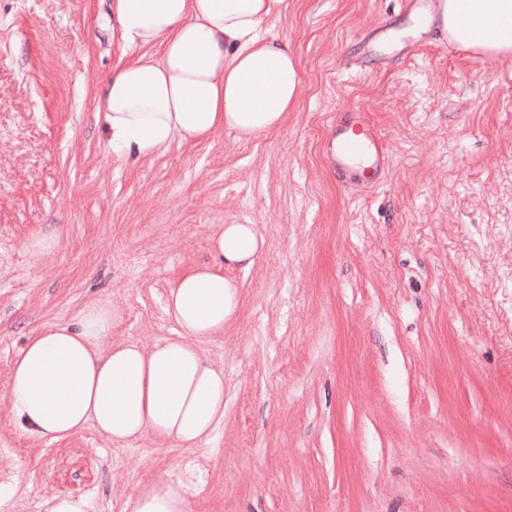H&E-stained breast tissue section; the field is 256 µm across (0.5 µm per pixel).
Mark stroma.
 <instances>
[{"label": "stroma", "mask_w": 512, "mask_h": 512, "mask_svg": "<svg viewBox=\"0 0 512 512\" xmlns=\"http://www.w3.org/2000/svg\"><path fill=\"white\" fill-rule=\"evenodd\" d=\"M265 28L302 78L280 130L121 158L97 110L135 56L112 0H0V512L68 495L130 512L160 476L190 512H512V56L439 39L401 0H293ZM354 108L389 155L370 188L323 154ZM221 224L264 247L228 270L235 317L198 344L224 371L209 443L25 433L28 337L93 304L115 340L176 337L165 296Z\"/></svg>", "instance_id": "1"}]
</instances>
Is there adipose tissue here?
<instances>
[{
  "mask_svg": "<svg viewBox=\"0 0 512 512\" xmlns=\"http://www.w3.org/2000/svg\"><path fill=\"white\" fill-rule=\"evenodd\" d=\"M288 0H113L112 16L135 60L100 93L108 142L118 156L148 157L173 142L225 130L252 140L280 129L302 90L287 41L264 24L287 17ZM442 38L490 57L512 55V0H438ZM211 259L169 289L165 312L178 336L145 349L112 338V311L86 307L43 327L18 353L12 411L31 436L58 441L94 426L117 445L152 435L176 448L209 442L224 420V372L197 342L224 332L238 307L228 268H249L263 246L252 224H222ZM131 512H188L182 486L159 477Z\"/></svg>",
  "mask_w": 512,
  "mask_h": 512,
  "instance_id": "1",
  "label": "adipose tissue"
}]
</instances>
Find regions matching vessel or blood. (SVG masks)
I'll list each match as a JSON object with an SVG mask.
<instances>
[{
    "mask_svg": "<svg viewBox=\"0 0 512 512\" xmlns=\"http://www.w3.org/2000/svg\"><path fill=\"white\" fill-rule=\"evenodd\" d=\"M325 150L329 165L341 172L369 171L383 166L386 161L382 140L363 114L334 129Z\"/></svg>",
    "mask_w": 512,
    "mask_h": 512,
    "instance_id": "vessel-or-blood-1",
    "label": "vessel or blood"
}]
</instances>
